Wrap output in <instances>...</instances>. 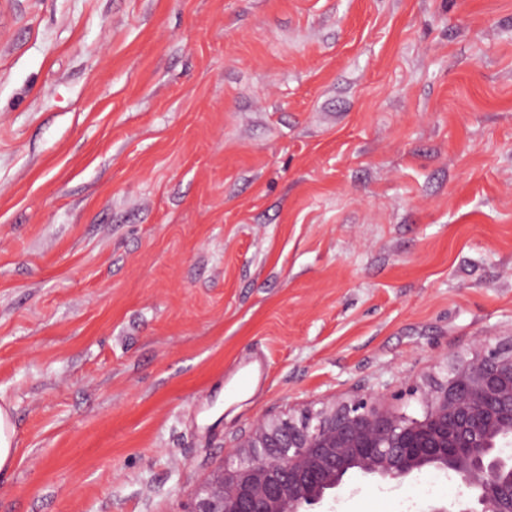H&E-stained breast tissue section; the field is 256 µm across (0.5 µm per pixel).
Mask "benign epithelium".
I'll return each mask as SVG.
<instances>
[{"label": "benign epithelium", "mask_w": 512, "mask_h": 512, "mask_svg": "<svg viewBox=\"0 0 512 512\" xmlns=\"http://www.w3.org/2000/svg\"><path fill=\"white\" fill-rule=\"evenodd\" d=\"M405 394L419 413L377 390L257 418L183 512H320L357 479L401 486L427 470L464 487L429 512H512V337L479 338Z\"/></svg>", "instance_id": "obj_1"}]
</instances>
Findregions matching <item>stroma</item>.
I'll list each match as a JSON object with an SVG mask.
<instances>
[{"label": "stroma", "mask_w": 512, "mask_h": 512, "mask_svg": "<svg viewBox=\"0 0 512 512\" xmlns=\"http://www.w3.org/2000/svg\"><path fill=\"white\" fill-rule=\"evenodd\" d=\"M482 336L512 337V0H0V512H180L258 416ZM16 427L8 406L0 405V480L10 474L15 461Z\"/></svg>", "instance_id": "35a3bbf8"}]
</instances>
